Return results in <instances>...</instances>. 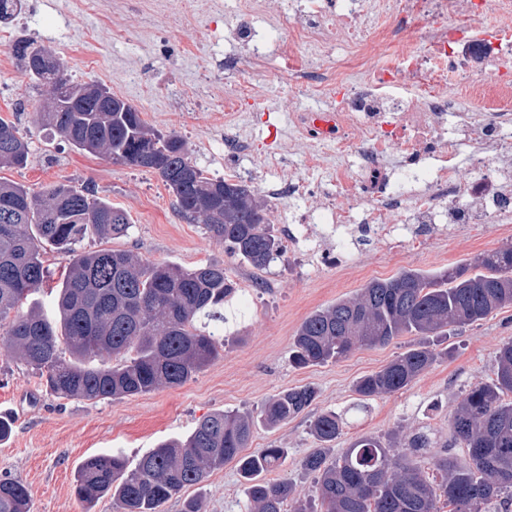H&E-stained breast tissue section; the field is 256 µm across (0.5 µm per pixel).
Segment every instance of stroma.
I'll list each match as a JSON object with an SVG mask.
<instances>
[{
    "instance_id": "stroma-1",
    "label": "stroma",
    "mask_w": 512,
    "mask_h": 512,
    "mask_svg": "<svg viewBox=\"0 0 512 512\" xmlns=\"http://www.w3.org/2000/svg\"><path fill=\"white\" fill-rule=\"evenodd\" d=\"M142 2L119 0L97 11L75 0H26L22 18L0 24V116L14 121L30 147L26 167L0 175L36 191L56 182L89 187L127 213L132 226L128 235L85 239V250H126L152 262L187 268L224 265L238 288L231 307L236 339L182 386L115 400L56 398L21 361L0 357V412H7L13 426L10 439L0 442V477L27 486L31 512H88L74 494L76 467L83 459L118 452L132 466L160 443L186 439L209 414L255 413L279 393L309 385L317 391L313 405L276 427L256 426L250 449L271 444L287 449L286 459L268 473V480H291L301 498L314 499L313 477L301 468L318 446L312 421L323 411L347 414L357 400V380L384 368L417 339L401 336L360 347L335 362L297 368L290 353L303 320L337 300L355 297L370 280L404 269L432 274L510 244L512 230L491 224L474 238L435 237L423 250L361 239L337 267L322 264L302 243L265 269L229 258L223 241L207 232L201 220L178 213L173 194L158 175L80 153L41 126L36 114L48 91L31 89L10 53L12 42L20 37L51 48L72 81L101 83L137 107L154 129L178 134L193 162L210 176L257 190L263 182L291 174L311 175L308 157L301 151L281 166L258 158L236 164L224 157V115L232 91L224 85L220 65L225 53L234 49L228 31L235 16L212 9V0H199L198 15L176 20L143 10ZM246 78L257 88L258 99L237 121L257 145L274 141L287 148L293 134L291 111L323 105L321 96L292 88L275 59L249 66ZM510 340L512 306L429 338V345L441 353L439 360L405 389L370 400L365 412L349 416L327 452L328 460L366 434L384 438L395 433L406 440L424 432L433 450L418 462L431 482H441L432 456L447 452L458 463H467L465 448L452 441L451 417L470 388L493 379L497 352ZM187 498L200 499L204 512H245L243 480L232 462L211 472L203 483L186 487L162 512H181Z\"/></svg>"
}]
</instances>
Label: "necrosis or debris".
Masks as SVG:
<instances>
[{
	"label": "necrosis or debris",
	"mask_w": 512,
	"mask_h": 512,
	"mask_svg": "<svg viewBox=\"0 0 512 512\" xmlns=\"http://www.w3.org/2000/svg\"><path fill=\"white\" fill-rule=\"evenodd\" d=\"M492 14L512 15V0H289L279 9L287 36L234 31L245 50L224 58L235 101L252 97L247 62L273 53L289 61L291 86L330 100L319 114L292 111L291 121L313 167L320 125H334L333 192L294 176L264 189L299 210L301 223L336 226L324 262H344L353 227L390 240L408 228L424 243L432 224L477 233L512 222V114L464 110L447 91L453 81L472 97L489 89L512 98V48L480 39ZM384 53L396 64L377 66Z\"/></svg>",
	"instance_id": "1"
}]
</instances>
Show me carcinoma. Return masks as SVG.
Masks as SVG:
<instances>
[{"instance_id": "carcinoma-1", "label": "carcinoma", "mask_w": 512, "mask_h": 512, "mask_svg": "<svg viewBox=\"0 0 512 512\" xmlns=\"http://www.w3.org/2000/svg\"><path fill=\"white\" fill-rule=\"evenodd\" d=\"M12 55L25 62L35 87L48 85L52 97L37 113L76 150L104 155L140 167L147 151L150 171L172 191L176 209L200 218L224 241L226 252L256 269L283 259L285 250L265 222L264 204L240 182L217 179L195 165L183 139L163 134L128 108L98 110L71 82L50 49L18 40ZM64 107L58 112L56 108ZM29 145L12 121L0 117V168H22ZM131 228L125 211L89 188L58 183L34 192L0 180V356L17 358L62 399L99 401L175 388L212 363L224 347V304L237 292L221 264L192 269L149 263L120 250L84 251L87 236L119 238ZM70 257L59 283L54 309L19 312L23 300L50 278L46 247ZM512 306V245L484 252L467 264L434 274L406 269L368 282L355 298L308 315L293 340L298 368L347 356L358 346L385 344L406 334L435 336L448 327L468 326ZM441 353L425 345L410 348L387 366L361 377L355 392L363 400L396 393L432 367ZM512 341L497 353L495 378L472 387L450 422L452 438L467 449L469 464L442 454L434 460L443 482L434 488L416 458L431 447L417 433L394 455L392 441L363 435L332 463L325 448L336 442L342 420L332 411L318 414L311 433L321 448L302 462L315 476L321 512H439L443 496L450 512H483L497 500L512 508ZM310 386L279 393L259 413L216 412L204 417L186 441L162 443L135 467L119 454H98L80 465L78 500L92 505L110 496L117 512H160L185 487L236 464L245 481L246 512H314L295 496L287 479L263 474L277 469L287 450L272 445L246 454L256 424L278 426L312 406ZM0 512H30V494L21 481L0 478Z\"/></svg>"}]
</instances>
